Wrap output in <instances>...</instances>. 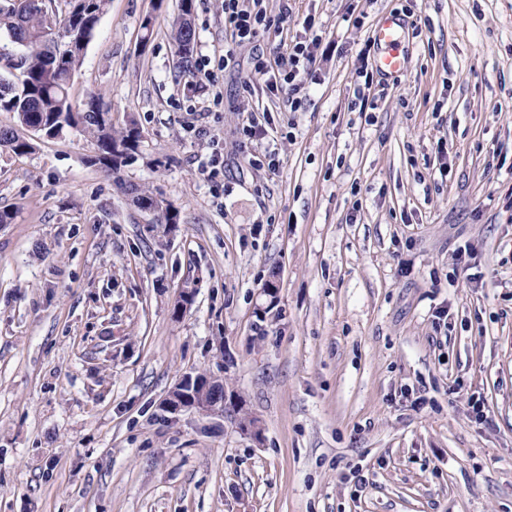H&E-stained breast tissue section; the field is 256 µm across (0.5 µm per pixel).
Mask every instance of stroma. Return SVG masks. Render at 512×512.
I'll return each instance as SVG.
<instances>
[{
    "instance_id": "stroma-1",
    "label": "stroma",
    "mask_w": 512,
    "mask_h": 512,
    "mask_svg": "<svg viewBox=\"0 0 512 512\" xmlns=\"http://www.w3.org/2000/svg\"><path fill=\"white\" fill-rule=\"evenodd\" d=\"M178 6L110 0L71 83L136 123L142 161L113 178L75 131L0 153V512H512V0H266L274 33L224 67L222 0H195L216 65L184 77ZM388 13L392 78L360 54ZM295 40L314 62L292 103L249 73ZM250 117L276 172L249 162ZM196 373L260 438L164 410Z\"/></svg>"
}]
</instances>
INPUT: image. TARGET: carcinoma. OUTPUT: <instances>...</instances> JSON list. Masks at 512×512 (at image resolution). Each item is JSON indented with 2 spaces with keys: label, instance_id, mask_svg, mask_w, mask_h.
<instances>
[{
  "label": "carcinoma",
  "instance_id": "carcinoma-1",
  "mask_svg": "<svg viewBox=\"0 0 512 512\" xmlns=\"http://www.w3.org/2000/svg\"><path fill=\"white\" fill-rule=\"evenodd\" d=\"M5 0L0 3V35L21 47L18 52L0 51V112H11L26 137L14 130L0 131V150L16 157L34 150L33 138H56L75 130L93 149L89 164L112 174L121 189L136 195V201L155 202L149 191L122 182L121 171L140 159L141 132L130 124L117 128L102 99L92 96L86 108L70 98V81L84 54L69 49L80 39H92L95 27L106 13L109 0ZM170 38L178 73L192 67L196 51L193 23L174 24Z\"/></svg>",
  "mask_w": 512,
  "mask_h": 512
}]
</instances>
